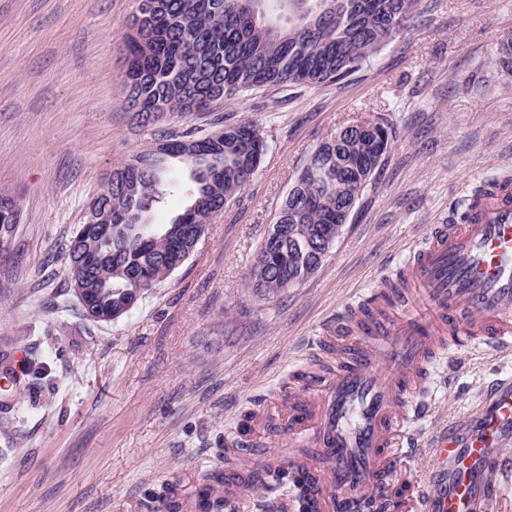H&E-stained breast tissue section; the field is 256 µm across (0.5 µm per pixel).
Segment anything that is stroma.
Wrapping results in <instances>:
<instances>
[{"instance_id": "obj_1", "label": "stroma", "mask_w": 512, "mask_h": 512, "mask_svg": "<svg viewBox=\"0 0 512 512\" xmlns=\"http://www.w3.org/2000/svg\"><path fill=\"white\" fill-rule=\"evenodd\" d=\"M426 13L367 66L332 86L257 89L174 126L252 120L258 170L210 224L194 256L128 316L88 323L65 302L63 248L113 168L160 126L125 109L122 48L135 0H0V189L20 196L0 231V361L23 354L25 421L0 395V512H158L172 477L194 491L224 469L245 414L279 421L273 402L325 359L323 323L395 275L433 224L485 181L512 175V0H428ZM389 120L397 139L317 273L267 302L244 283L272 216L318 144L344 125ZM151 212L186 204L189 171ZM512 353L440 356L407 424L419 443L468 421Z\"/></svg>"}]
</instances>
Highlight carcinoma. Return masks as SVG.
Segmentation results:
<instances>
[{
    "mask_svg": "<svg viewBox=\"0 0 512 512\" xmlns=\"http://www.w3.org/2000/svg\"><path fill=\"white\" fill-rule=\"evenodd\" d=\"M125 44L127 111L143 127L183 112H202L260 87L334 84L359 69L399 38L410 18L423 13L422 0H137ZM395 131L382 117L328 138L323 157L296 178L273 216L285 226L278 242L263 238L246 282L268 297L283 283L294 288L310 256L308 239L336 241V224L358 201L387 162L382 145ZM263 142L251 120L216 131L170 127L136 154L139 168L123 162L112 171L93 204L107 207L110 232L94 234L87 224L72 232L67 247L70 291L80 288L89 323L114 322L135 309L149 288L166 280L197 250L195 239L247 187L259 166ZM177 159L191 169L188 205L168 224L149 223L170 184L166 164ZM19 197H0V226L16 224ZM235 485L263 496L272 486L242 468Z\"/></svg>",
    "mask_w": 512,
    "mask_h": 512,
    "instance_id": "obj_1",
    "label": "carcinoma"
}]
</instances>
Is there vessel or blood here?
<instances>
[{"label":"vessel or blood","mask_w":512,"mask_h":512,"mask_svg":"<svg viewBox=\"0 0 512 512\" xmlns=\"http://www.w3.org/2000/svg\"><path fill=\"white\" fill-rule=\"evenodd\" d=\"M320 340L334 360L300 373L281 406L291 436L319 454L266 463L309 475L307 512H354L384 497L390 457L417 448L408 409L437 352H512V178L487 181L453 223L431 225L389 288L324 324ZM493 472L512 478V377L487 387L468 424L435 437L419 512H478L497 496ZM221 497L183 498L181 512H222Z\"/></svg>","instance_id":"1"}]
</instances>
